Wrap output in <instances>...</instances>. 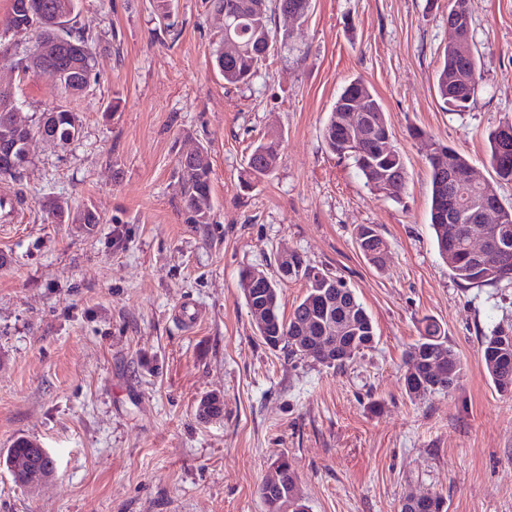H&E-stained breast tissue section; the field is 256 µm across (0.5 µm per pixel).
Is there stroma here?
<instances>
[{
	"instance_id": "1",
	"label": "stroma",
	"mask_w": 512,
	"mask_h": 512,
	"mask_svg": "<svg viewBox=\"0 0 512 512\" xmlns=\"http://www.w3.org/2000/svg\"><path fill=\"white\" fill-rule=\"evenodd\" d=\"M451 0H313L249 83L213 64L224 27L208 0H78L97 79L70 102L80 133L41 140L12 191L19 221L0 227V450L21 437L50 453L49 487H19L0 465V512H266L259 486L280 456L306 512H400L439 493L448 512H512V396L481 364V339L512 329V283L456 281L428 224L429 167L418 127L464 153L487 180V136L512 121V0H470L481 78L466 111H446L435 75ZM380 97L408 182L375 199L322 127L342 87ZM13 87L22 117L66 102L46 77ZM282 136L274 174L245 158ZM205 147L212 211L190 224L177 158ZM55 198L94 209L88 234L53 223ZM376 225L388 251L371 266L353 235ZM341 277L376 341L342 370L263 345L239 273L276 274L280 251ZM200 313L192 324L180 304ZM445 330L464 372L449 394L409 398L405 352L425 318ZM224 400L203 420L200 400Z\"/></svg>"
}]
</instances>
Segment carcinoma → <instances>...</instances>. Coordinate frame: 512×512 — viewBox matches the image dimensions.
Instances as JSON below:
<instances>
[{"label":"carcinoma","mask_w":512,"mask_h":512,"mask_svg":"<svg viewBox=\"0 0 512 512\" xmlns=\"http://www.w3.org/2000/svg\"><path fill=\"white\" fill-rule=\"evenodd\" d=\"M20 0H11V9L0 40L9 33L34 32L52 44L49 60L29 61L18 70L24 77H48L63 89L66 98L75 99L84 94L93 79L94 48L84 35L76 30V0H26L27 6L18 7ZM256 0H211L217 12H224L228 22L237 30L235 39L242 50L227 53L224 46L215 52V67L224 78V84L237 86L248 83L260 65L276 48L291 49V39L285 33L273 30L269 5L257 12L252 8ZM275 10L287 8L308 17L312 0H274ZM479 60L472 48L459 55L444 51L443 62L436 74V93L450 112H462L473 97L478 75ZM361 98L371 117V137L359 145L353 144L345 116L347 102ZM18 105L10 86H0V149L11 152L12 164L0 168L1 177L16 178L28 162L29 147L33 139L44 133L48 140L67 144L79 133L75 112L66 105H59L42 113L38 122L28 123L22 118H12ZM322 138L331 152L352 161L364 185L378 198L401 201L407 183L404 160L398 150L396 138L377 93L363 80L349 81L337 95L322 128ZM278 135H267L258 140L247 157L249 173L256 180L270 176L277 168L280 153ZM487 163L498 181L512 183V142L503 151L498 131L489 135ZM179 192L185 205L190 224L209 223L212 209L211 161L207 150L196 149L178 156ZM431 201L429 224L437 252L448 264L456 281L467 285H495L512 282V207L501 209L500 223L493 226V240L499 251L507 254L506 260L491 257L476 260L467 250V240L487 234L488 225L477 219L483 191L471 185L464 190L468 203L464 224L448 223L445 200L448 198V176L435 166H430ZM49 210L61 224H78L92 232L100 223L99 215L85 207L71 213L51 202ZM356 244L376 267L383 265L387 243L373 224H360L355 228ZM290 278L306 283L304 296L289 315L281 312L280 281L265 270L249 267L240 272L239 286L252 323L262 342L270 349L284 350L289 356L310 357L319 362L318 351L334 340L342 356L334 364L341 368L353 356L373 347L376 340L371 317L354 292L340 278L307 264L295 251L288 254ZM446 359L448 379L441 383L427 370V364L436 357ZM481 361L484 374L494 388L503 394H512V329H496L481 341ZM406 372L403 386L411 399H420L437 393H449L459 383L463 364L459 354L448 342L433 319H425L424 332L411 344L406 353ZM224 411L223 400L211 395L200 401L198 416L202 419L217 418ZM39 445L28 439L16 440L12 447L0 453V465L12 472L15 478L25 479L28 486L38 484L53 472L51 458H46L40 470L30 461L39 458ZM260 494L267 512H306L292 464L274 468L272 475L260 487Z\"/></svg>","instance_id":"cac0c4a2"}]
</instances>
